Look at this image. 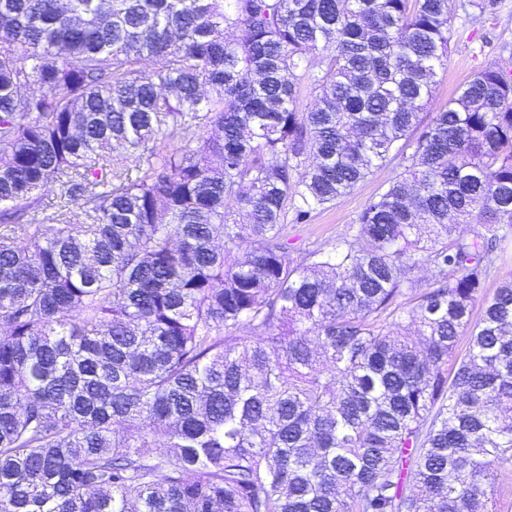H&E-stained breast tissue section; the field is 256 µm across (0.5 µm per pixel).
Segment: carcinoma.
Here are the masks:
<instances>
[{
  "mask_svg": "<svg viewBox=\"0 0 512 512\" xmlns=\"http://www.w3.org/2000/svg\"><path fill=\"white\" fill-rule=\"evenodd\" d=\"M496 7L0 0V512H496L512 75L421 117ZM400 171L399 160H392L353 192L314 212L306 224L288 223V238L294 250L303 253L319 244L334 242L348 224L355 223L365 202ZM512 272V245L501 254L500 259L487 273L485 288L473 308V320L476 321L482 314V302L485 298L491 297L504 279Z\"/></svg>",
  "mask_w": 512,
  "mask_h": 512,
  "instance_id": "obj_1",
  "label": "carcinoma"
}]
</instances>
